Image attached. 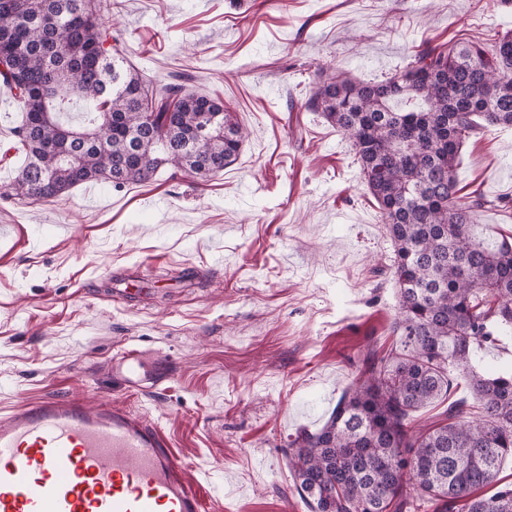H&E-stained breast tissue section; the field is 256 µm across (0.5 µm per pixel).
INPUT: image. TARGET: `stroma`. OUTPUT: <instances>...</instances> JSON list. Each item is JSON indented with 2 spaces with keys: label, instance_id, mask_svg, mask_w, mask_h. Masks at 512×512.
Here are the masks:
<instances>
[{
  "label": "stroma",
  "instance_id": "obj_1",
  "mask_svg": "<svg viewBox=\"0 0 512 512\" xmlns=\"http://www.w3.org/2000/svg\"><path fill=\"white\" fill-rule=\"evenodd\" d=\"M113 38L143 75L221 99L248 131L207 178L4 194L25 154L0 108V411L46 396L157 423L207 512H310L288 445L322 426L360 351L396 342L391 243L348 140L303 103L321 69L372 81L427 45L512 30V0H120ZM474 231L512 234V127L471 138ZM128 296L116 301L112 291ZM168 371L112 372L126 345Z\"/></svg>",
  "mask_w": 512,
  "mask_h": 512
}]
</instances>
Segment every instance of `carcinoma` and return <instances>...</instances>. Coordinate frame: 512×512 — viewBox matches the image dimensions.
<instances>
[{"label":"carcinoma","mask_w":512,"mask_h":512,"mask_svg":"<svg viewBox=\"0 0 512 512\" xmlns=\"http://www.w3.org/2000/svg\"><path fill=\"white\" fill-rule=\"evenodd\" d=\"M103 10L0 0V82L21 108L13 134L25 150L16 196L150 183L166 166L206 178L238 158L245 131L224 103L142 76L107 45ZM74 101L90 109L76 124L63 119ZM304 108L349 139L379 209L400 344L360 353L327 421L292 441L299 495L311 512H512V487L498 486L512 458V370L476 369L483 346L512 335V241L474 237L494 201L462 194L455 177L467 140L512 126V32L427 45L376 82L325 71ZM455 372L470 396L420 424L416 412L448 397Z\"/></svg>","instance_id":"1"}]
</instances>
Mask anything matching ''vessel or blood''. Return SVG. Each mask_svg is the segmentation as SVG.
I'll use <instances>...</instances> for the list:
<instances>
[{
  "instance_id": "b4317fda",
  "label": "vessel or blood",
  "mask_w": 512,
  "mask_h": 512,
  "mask_svg": "<svg viewBox=\"0 0 512 512\" xmlns=\"http://www.w3.org/2000/svg\"><path fill=\"white\" fill-rule=\"evenodd\" d=\"M113 371L158 385V366L128 346ZM162 430L116 406L48 397L0 416V512H203Z\"/></svg>"
}]
</instances>
